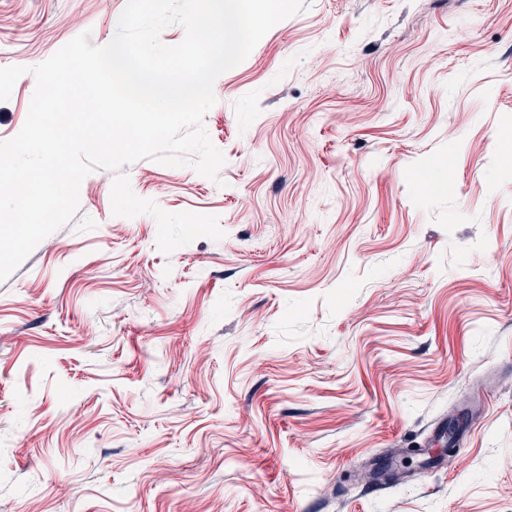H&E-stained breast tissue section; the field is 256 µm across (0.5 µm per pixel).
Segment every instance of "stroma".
<instances>
[{
	"instance_id": "35a3bbf8",
	"label": "stroma",
	"mask_w": 512,
	"mask_h": 512,
	"mask_svg": "<svg viewBox=\"0 0 512 512\" xmlns=\"http://www.w3.org/2000/svg\"><path fill=\"white\" fill-rule=\"evenodd\" d=\"M305 3L215 82L218 180L122 168L221 239L162 254L96 170L0 281V512H512V0ZM125 5L0 0V67Z\"/></svg>"
}]
</instances>
